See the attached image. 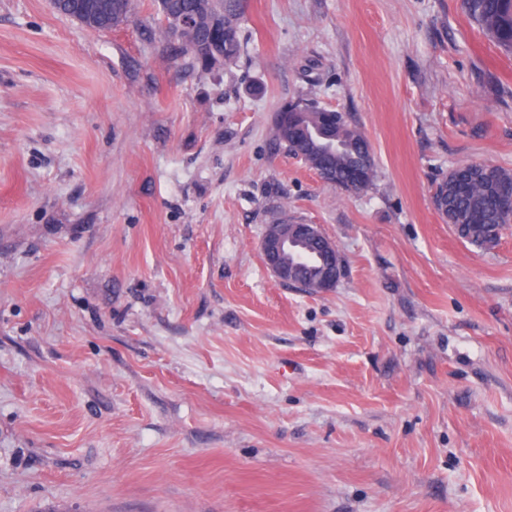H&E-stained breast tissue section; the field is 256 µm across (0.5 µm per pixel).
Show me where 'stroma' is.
I'll return each mask as SVG.
<instances>
[{
	"mask_svg": "<svg viewBox=\"0 0 512 512\" xmlns=\"http://www.w3.org/2000/svg\"><path fill=\"white\" fill-rule=\"evenodd\" d=\"M248 52L194 69L157 0L80 26L0 0V512H512V224L433 203L512 169V54L461 0H248ZM346 113L352 194L274 117ZM320 225L335 288L259 242ZM87 2H104L108 5L107 13L103 12L98 17H86V27L97 30H112L125 24L131 12V0H81ZM282 112L286 114V117L281 125L275 122V137L288 155L294 158H304L305 164L329 186H332L328 178L329 175L333 174L336 177L337 172L338 176L342 178L347 166L350 167L357 164L364 158L370 156L371 164L366 171L365 180L361 170H354L351 172L347 183L345 185L336 184V188L352 192L354 186L359 187L364 180L363 184L356 191L357 193H361L368 190L373 185L376 176V163L374 153L366 136L347 116L336 123L330 120L326 113L336 112L344 116L345 114L343 112H338L335 109L325 108L320 105L310 110H297L294 104L283 108L278 114ZM291 112H309L308 124L320 125L322 118H324L326 128H334L332 135L343 148L336 152V141L329 136L328 132L325 129H315L313 131V137L322 142L325 146L334 148L335 150L330 152H317L315 154L304 153L300 145L303 139L301 136V128L292 125L291 117L293 113ZM511 190V169L469 164L449 171L437 185L433 200L458 239L477 249L491 250L497 246L505 224H512V210L499 200L500 191ZM309 238L322 240L323 255L329 256L341 271L342 261L335 243L325 236L317 224L288 223V221L286 224H279L273 233L264 232L259 242V250L264 264L281 285L324 293L336 286V279L313 286L294 284L290 279L291 271L288 263L284 261L285 255L291 256L297 249L302 248L305 240Z\"/></svg>",
	"mask_w": 512,
	"mask_h": 512,
	"instance_id": "1",
	"label": "stroma"
}]
</instances>
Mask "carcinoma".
Instances as JSON below:
<instances>
[{"mask_svg":"<svg viewBox=\"0 0 512 512\" xmlns=\"http://www.w3.org/2000/svg\"><path fill=\"white\" fill-rule=\"evenodd\" d=\"M108 5L107 12L98 17H86L87 27L111 30L125 24L131 12V0H92ZM463 10L481 32L500 48L512 52V0H462ZM158 11L168 22L181 16L192 19V26L183 30L177 40L193 65L208 71V61L198 48L210 38L214 21L224 19V43L220 52L224 64L236 62L245 52L242 22L245 18L243 0H158ZM296 106L282 109L286 114L275 125V137L288 155L305 160L325 183L329 175L344 176L345 169L374 156L364 133L349 118L330 120L328 109L320 105L309 110L308 123L326 125L342 145L338 152L302 151L301 128L291 123ZM512 190V170L497 165L469 164L448 172L436 187L433 200L443 219L462 242L480 250L497 246L501 230L512 224V210L500 203L499 192Z\"/></svg>","mask_w":512,"mask_h":512,"instance_id":"1","label":"carcinoma"}]
</instances>
